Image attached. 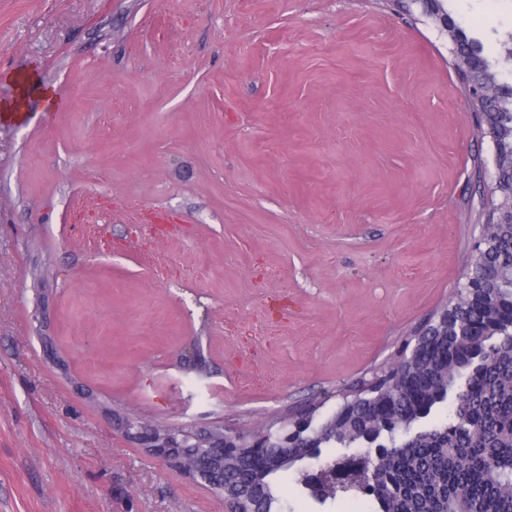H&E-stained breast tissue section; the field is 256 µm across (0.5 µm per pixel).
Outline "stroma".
I'll return each mask as SVG.
<instances>
[{
    "label": "stroma",
    "instance_id": "obj_1",
    "mask_svg": "<svg viewBox=\"0 0 512 512\" xmlns=\"http://www.w3.org/2000/svg\"><path fill=\"white\" fill-rule=\"evenodd\" d=\"M451 48L400 0H0V512H224L126 420L323 416L393 361L483 223Z\"/></svg>",
    "mask_w": 512,
    "mask_h": 512
}]
</instances>
